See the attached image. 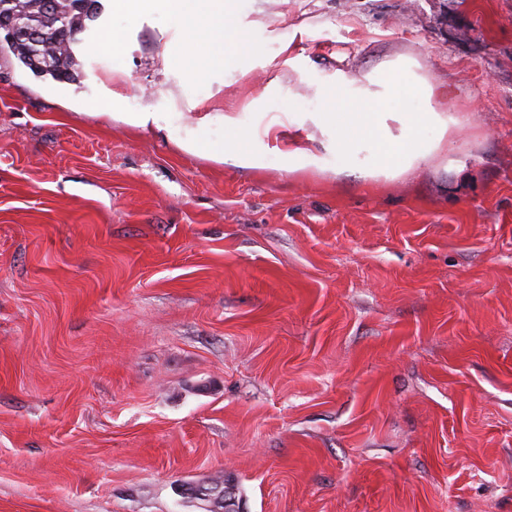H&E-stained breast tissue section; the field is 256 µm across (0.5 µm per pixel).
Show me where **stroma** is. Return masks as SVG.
<instances>
[{"mask_svg":"<svg viewBox=\"0 0 512 512\" xmlns=\"http://www.w3.org/2000/svg\"><path fill=\"white\" fill-rule=\"evenodd\" d=\"M253 58L165 73L113 15L85 80L0 54V512H512V0H238ZM412 60L457 118L397 178L189 154L113 112H316ZM86 82L92 86L96 92V97L85 103L95 107L111 102L115 103L123 97L122 88L125 80L123 78L103 79L100 74L89 64L86 69Z\"/></svg>","mask_w":512,"mask_h":512,"instance_id":"stroma-1","label":"stroma"}]
</instances>
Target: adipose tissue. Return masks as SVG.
I'll use <instances>...</instances> for the list:
<instances>
[{
	"label": "adipose tissue",
	"mask_w": 512,
	"mask_h": 512,
	"mask_svg": "<svg viewBox=\"0 0 512 512\" xmlns=\"http://www.w3.org/2000/svg\"><path fill=\"white\" fill-rule=\"evenodd\" d=\"M94 35L83 37L77 46L86 60L103 52L110 37L106 22L113 14L123 13L141 19L165 15L178 34V52L166 53L165 69L170 73L183 70L187 56L202 57L209 71L217 72L235 60L250 58L255 47L247 25L238 17L235 0H99ZM324 107L318 112L294 116L297 127L312 126L321 133L316 144L307 146L291 139L279 150L288 171H311L317 168L320 154L335 155V174H359L366 179L392 178L428 165L441 151L443 133L456 121L433 108L403 112L394 103V81L363 83L336 81L318 90ZM172 120L183 122L179 147L199 153L205 145L201 131L210 123H223L232 139L224 150H212L214 160L232 161L242 168L259 169L264 165L257 146L262 140L277 136L279 118L262 125L243 128L235 117L221 112H205L196 123H184L183 113L175 112Z\"/></svg>",
	"instance_id": "adipose-tissue-1"
}]
</instances>
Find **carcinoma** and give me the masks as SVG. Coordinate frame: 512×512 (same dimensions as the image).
Segmentation results:
<instances>
[{
    "label": "carcinoma",
    "instance_id": "1",
    "mask_svg": "<svg viewBox=\"0 0 512 512\" xmlns=\"http://www.w3.org/2000/svg\"><path fill=\"white\" fill-rule=\"evenodd\" d=\"M97 0H13L8 8L23 22L37 28L32 41L3 35L8 51L40 77L73 82L79 63L73 51L86 22L97 15Z\"/></svg>",
    "mask_w": 512,
    "mask_h": 512
}]
</instances>
